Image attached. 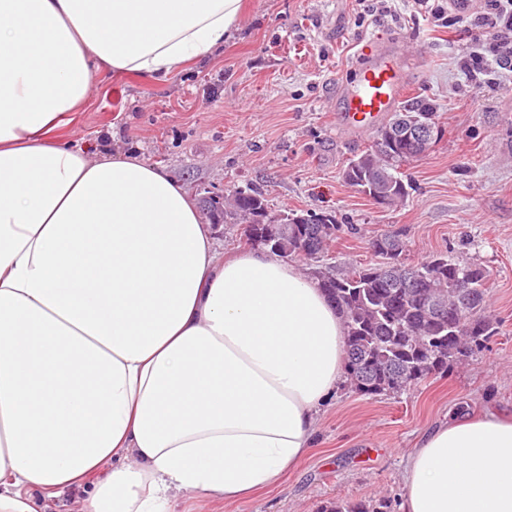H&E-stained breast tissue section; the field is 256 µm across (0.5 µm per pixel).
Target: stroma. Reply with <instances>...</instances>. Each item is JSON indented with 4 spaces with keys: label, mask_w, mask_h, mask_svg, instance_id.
<instances>
[{
    "label": "stroma",
    "mask_w": 512,
    "mask_h": 512,
    "mask_svg": "<svg viewBox=\"0 0 512 512\" xmlns=\"http://www.w3.org/2000/svg\"><path fill=\"white\" fill-rule=\"evenodd\" d=\"M232 39L162 82L96 77L87 103L58 137L135 150L196 200L258 187L273 212H326L353 233L299 267L346 270L376 263L372 236L401 235L407 262L444 254L487 273L498 334L448 370L399 393L368 396L342 383L320 419L318 444L283 482L224 512H327L336 503L388 500L399 512L403 458L445 416L512 412V73L496 85L458 67L473 49L464 24L424 17L414 0L393 16L360 20L355 0H244ZM400 40L414 96L433 101L443 136L404 165L412 184L395 207L343 179L374 132L345 128L340 85L361 39Z\"/></svg>",
    "instance_id": "1"
}]
</instances>
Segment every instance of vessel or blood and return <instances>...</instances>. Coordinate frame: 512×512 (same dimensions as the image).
Masks as SVG:
<instances>
[{"instance_id": "vessel-or-blood-1", "label": "vessel or blood", "mask_w": 512, "mask_h": 512, "mask_svg": "<svg viewBox=\"0 0 512 512\" xmlns=\"http://www.w3.org/2000/svg\"><path fill=\"white\" fill-rule=\"evenodd\" d=\"M354 79L339 90L342 120L355 132H366L396 111L409 83V55L403 44L381 37L363 39L356 52Z\"/></svg>"}]
</instances>
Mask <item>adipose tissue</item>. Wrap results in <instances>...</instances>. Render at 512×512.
<instances>
[{
	"instance_id": "adipose-tissue-1",
	"label": "adipose tissue",
	"mask_w": 512,
	"mask_h": 512,
	"mask_svg": "<svg viewBox=\"0 0 512 512\" xmlns=\"http://www.w3.org/2000/svg\"><path fill=\"white\" fill-rule=\"evenodd\" d=\"M242 0H0V512H174L278 486L343 381L341 316L266 248L227 259L133 151L61 143L94 75L170 77ZM401 512H512V418L444 420Z\"/></svg>"
}]
</instances>
